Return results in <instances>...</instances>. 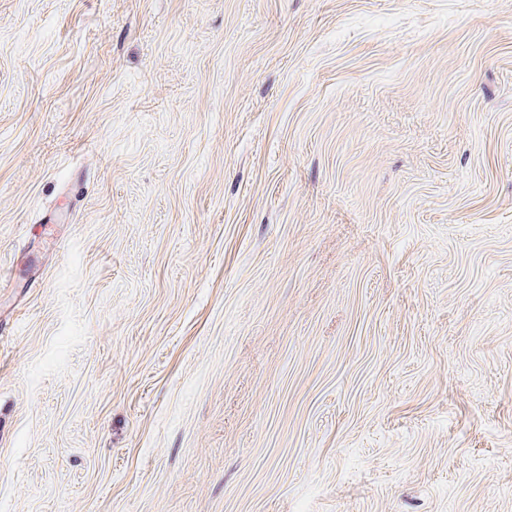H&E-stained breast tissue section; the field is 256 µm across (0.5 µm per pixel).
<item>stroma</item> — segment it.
<instances>
[{
	"label": "stroma",
	"instance_id": "35a3bbf8",
	"mask_svg": "<svg viewBox=\"0 0 512 512\" xmlns=\"http://www.w3.org/2000/svg\"><path fill=\"white\" fill-rule=\"evenodd\" d=\"M0 512H512V0H0Z\"/></svg>",
	"mask_w": 512,
	"mask_h": 512
}]
</instances>
